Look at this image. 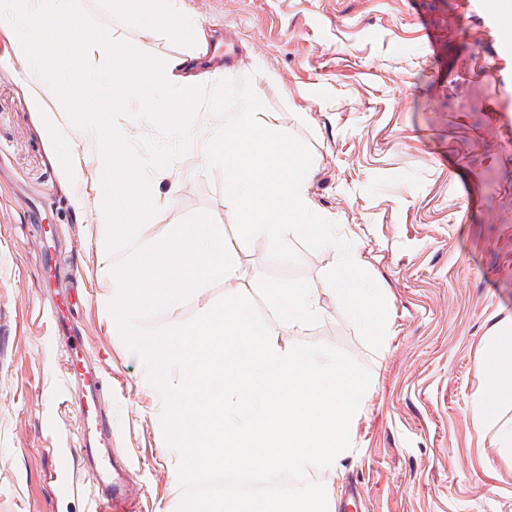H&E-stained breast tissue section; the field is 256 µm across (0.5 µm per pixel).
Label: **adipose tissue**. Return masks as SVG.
Returning a JSON list of instances; mask_svg holds the SVG:
<instances>
[{"mask_svg": "<svg viewBox=\"0 0 512 512\" xmlns=\"http://www.w3.org/2000/svg\"><path fill=\"white\" fill-rule=\"evenodd\" d=\"M76 0H0V30L5 31L33 79L37 102L57 101L67 80L61 57H48L61 29L78 31ZM131 22L148 27L162 25L177 33L192 49L165 60L155 59L151 48L138 44L126 68L111 67L113 45L109 38L89 32L77 43L91 90L111 89L125 97L148 84L153 95L142 99L140 109L164 117L172 131L196 139L206 167L224 170V205L236 225L248 236L280 250L287 237L306 236L338 256L321 287L268 288L266 295L279 319L288 326L304 324L323 310V297L338 308L352 311L365 332L384 342L389 322L383 295L368 286L367 261L355 246L337 247L336 227L320 212L310 192L315 170L288 135L276 112L257 107L256 88L234 87L227 96L200 104L198 80L205 68L204 55L212 31L192 19L177 0H128ZM183 101L181 111L171 109L172 95ZM481 393L473 403L478 421L488 422L504 455L512 456V417L490 419L501 403H512V321L499 324L483 345Z\"/></svg>", "mask_w": 512, "mask_h": 512, "instance_id": "adipose-tissue-1", "label": "adipose tissue"}]
</instances>
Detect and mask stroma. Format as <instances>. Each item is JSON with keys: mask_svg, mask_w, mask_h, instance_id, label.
Masks as SVG:
<instances>
[{"mask_svg": "<svg viewBox=\"0 0 512 512\" xmlns=\"http://www.w3.org/2000/svg\"><path fill=\"white\" fill-rule=\"evenodd\" d=\"M231 48L210 70L201 98L255 83L258 106L281 113L289 134L316 162L311 194L335 215L336 236L370 263L390 332L375 345L350 312L327 302L315 321L282 326L267 285L320 287L334 260L314 240L278 252L242 239L224 215V170L198 148L150 178L160 198L140 238L205 212L241 238L236 282L266 320L274 342L341 349L371 373L372 391L353 452L332 486L335 512H512V458L477 422L483 343L512 319V130L500 127L484 76L488 50L471 37L461 0H183ZM84 26L150 43L156 58L189 52L167 32L130 25L117 0H77ZM52 104H37L13 44L0 33V512H90L64 490L56 455L95 433L76 412L81 384L62 388L54 370L69 344L44 316L56 297L42 251L54 243L64 282L88 290L74 320L88 367L110 377L96 409L112 421L103 456H127L143 512H179L173 480L180 455L165 438V402L142 358L113 329L109 282L97 274L107 250L97 208L103 197L100 145L55 136ZM224 281L148 319L185 324L223 298Z\"/></svg>", "mask_w": 512, "mask_h": 512, "instance_id": "obj_1", "label": "stroma"}]
</instances>
